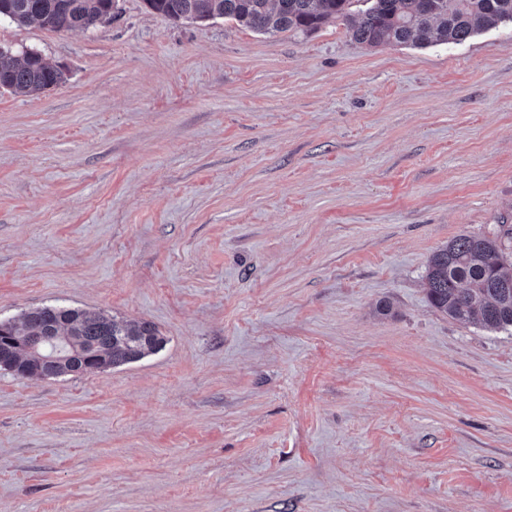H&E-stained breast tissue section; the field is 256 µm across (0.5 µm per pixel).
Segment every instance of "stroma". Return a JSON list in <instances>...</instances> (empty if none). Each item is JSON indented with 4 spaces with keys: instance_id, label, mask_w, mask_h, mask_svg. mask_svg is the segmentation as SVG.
<instances>
[{
    "instance_id": "35a3bbf8",
    "label": "stroma",
    "mask_w": 512,
    "mask_h": 512,
    "mask_svg": "<svg viewBox=\"0 0 512 512\" xmlns=\"http://www.w3.org/2000/svg\"><path fill=\"white\" fill-rule=\"evenodd\" d=\"M0 45V320L154 324L139 361L0 371V512H512V330L436 312L432 254L512 218V26L263 34L117 0ZM64 72L49 63L34 50L16 54L9 48H0V87L14 93L38 95L60 85Z\"/></svg>"
}]
</instances>
